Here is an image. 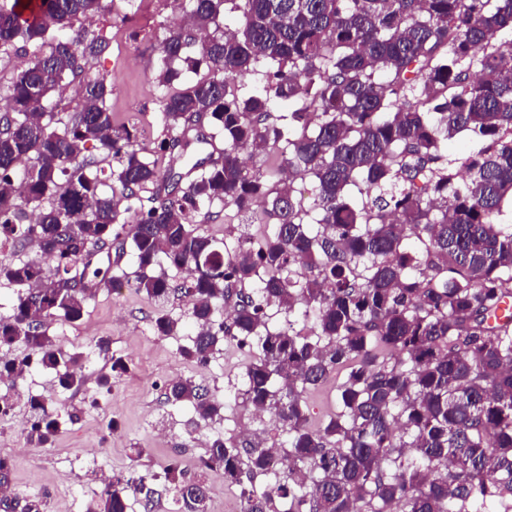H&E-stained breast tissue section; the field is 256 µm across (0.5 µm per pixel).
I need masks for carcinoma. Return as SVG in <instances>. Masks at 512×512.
<instances>
[{"instance_id":"1","label":"carcinoma","mask_w":512,"mask_h":512,"mask_svg":"<svg viewBox=\"0 0 512 512\" xmlns=\"http://www.w3.org/2000/svg\"><path fill=\"white\" fill-rule=\"evenodd\" d=\"M18 2L0 0V49L29 55L0 93V237L37 251L0 265L18 287L0 348L28 350L0 360V376L41 368L62 389L82 385L83 354L64 353L48 326L80 320L92 283L114 280L89 249L128 242L134 288L187 297L206 325L179 355L204 368L221 343L251 353L235 400L284 435L277 473L263 442L213 436L196 473L176 454L161 476L115 474L93 512L147 509L160 479L178 512H208L210 472L236 488L242 512H487L512 500V323L496 322L512 298V228L497 224L512 199V50L498 42L512 32V0H170L191 23L157 47L173 135L156 150L114 122L106 79L86 75L107 43L74 24L103 0H35L30 20ZM228 11L232 27L219 23ZM257 63L262 87L235 92L225 75ZM203 65L205 76L182 80ZM71 84L77 103L57 127L50 99ZM205 123L220 155L160 173L159 156L198 142ZM463 132L481 147L449 157ZM89 143L118 166L104 174ZM244 146L279 151L278 168L249 170ZM306 177L311 210L292 196ZM108 181L119 190L103 191ZM216 202L269 231L232 245L197 232ZM164 264L188 279L148 273ZM227 304L230 317L216 319ZM339 369L336 411L315 425L305 393ZM162 391L199 424L224 409L192 378ZM27 405L26 438L50 442V400ZM12 475L1 456L0 512H45L42 498L12 492ZM259 475L272 479L262 491Z\"/></svg>"}]
</instances>
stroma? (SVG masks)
Returning <instances> with one entry per match:
<instances>
[{
  "instance_id": "1",
  "label": "stroma",
  "mask_w": 512,
  "mask_h": 512,
  "mask_svg": "<svg viewBox=\"0 0 512 512\" xmlns=\"http://www.w3.org/2000/svg\"><path fill=\"white\" fill-rule=\"evenodd\" d=\"M171 14L167 0H143L139 6L132 0H110L106 11L85 25L88 32L104 33L110 40L108 48L90 62L88 76L107 78L112 86L109 104L117 123L149 149L167 135L155 72L156 47L170 25ZM196 228L231 244L242 235L256 237L262 231L261 226L246 224L218 204L200 216ZM110 262L120 286L97 290L81 320H58L48 329L64 351L88 353L83 385L59 389L53 374L38 368L21 380L0 379V394L12 395L17 403L13 415L0 418V455L15 463L16 493L45 496L47 512H93L101 474L136 468L159 475L177 451L184 465L194 468L204 449L188 438L192 409L165 403L161 385L169 379L190 377L215 389L224 409L210 423L209 433L233 436L238 426L248 423L264 431L268 444L282 442L270 416L252 418L234 400L242 386L247 354L221 346L204 370L182 359L178 349L195 332L190 305L176 296L157 302L132 288L137 263L131 253H112ZM162 314L179 322L178 335L156 332L154 320ZM101 339L109 342L108 354L94 349ZM115 356L127 363L126 373L111 375ZM105 374L112 377L108 390L98 384ZM30 394L51 396L54 409L63 416L49 445L26 440V397ZM75 408L80 411L78 419H66V412Z\"/></svg>"
}]
</instances>
